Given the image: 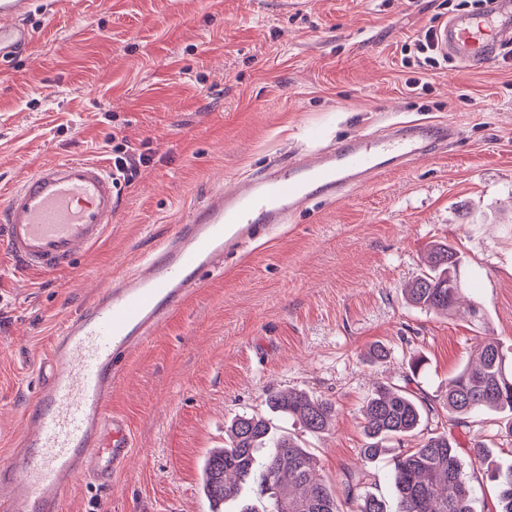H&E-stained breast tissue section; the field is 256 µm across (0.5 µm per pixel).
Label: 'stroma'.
Returning <instances> with one entry per match:
<instances>
[{
  "label": "stroma",
  "mask_w": 512,
  "mask_h": 512,
  "mask_svg": "<svg viewBox=\"0 0 512 512\" xmlns=\"http://www.w3.org/2000/svg\"><path fill=\"white\" fill-rule=\"evenodd\" d=\"M474 0H34L30 48L0 69V200L40 166L112 165L113 144L149 155L100 244L55 274L21 271L0 250V452L23 433L38 363L62 321L131 272L212 191L275 162L396 122L452 123L438 153L316 201L276 234L247 239L131 355L110 410L133 458L108 491L71 487L68 512H210L201 467L230 420L266 413L271 392L331 400L317 436L299 424L318 474L344 493L391 498L389 456L365 462L362 409L377 383H402L412 353L421 391L442 409L448 381L484 337L512 349V57L480 68L416 57V35ZM465 257L466 303L408 305L404 286L429 246ZM477 305L479 314L469 311ZM386 358H370L375 346ZM500 414L456 428L484 442L463 458L474 512H497L490 465Z\"/></svg>",
  "instance_id": "obj_1"
}]
</instances>
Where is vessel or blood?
<instances>
[{
  "label": "vessel or blood",
  "mask_w": 512,
  "mask_h": 512,
  "mask_svg": "<svg viewBox=\"0 0 512 512\" xmlns=\"http://www.w3.org/2000/svg\"><path fill=\"white\" fill-rule=\"evenodd\" d=\"M32 0H0V66L35 40ZM443 55L477 66L512 43V0H483L436 27ZM453 124L391 125L345 139L312 160L242 179L192 209L130 275L114 280L59 328L17 448L0 455V512H65L71 486L111 488L132 457L127 420L109 412L130 354L187 301L235 243L276 232L311 200L362 186L433 155ZM121 184L106 165L68 159L40 167L0 204V244L22 270L52 274L95 246L119 210Z\"/></svg>",
  "instance_id": "obj_1"
}]
</instances>
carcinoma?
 <instances>
[{"label": "carcinoma", "instance_id": "1", "mask_svg": "<svg viewBox=\"0 0 512 512\" xmlns=\"http://www.w3.org/2000/svg\"><path fill=\"white\" fill-rule=\"evenodd\" d=\"M462 259L459 251L439 242L429 250L428 268L404 289L406 301L416 307L451 312L462 288L458 284ZM410 374L401 385H378L363 407L364 447L361 458L372 462L389 452L387 444L421 432L431 412L426 396L412 388L425 370V359L413 355ZM269 411L292 419L310 434L327 430L336 416L335 405L304 392L270 396ZM448 421L466 424V418L487 409L507 418L506 444L512 445V357L500 342L487 337L478 345L475 360L467 363L448 385L445 398ZM224 447L210 452L203 468V490L212 512L239 501L238 512H390L384 498L349 489L345 500L314 477L317 460L290 433L258 415L243 414L226 428ZM460 443L441 426L430 429L413 448L391 457L396 512H471L472 487L460 459ZM498 489L499 512H512V464L491 472ZM257 488L271 499L270 510L242 497L244 486Z\"/></svg>", "mask_w": 512, "mask_h": 512}]
</instances>
